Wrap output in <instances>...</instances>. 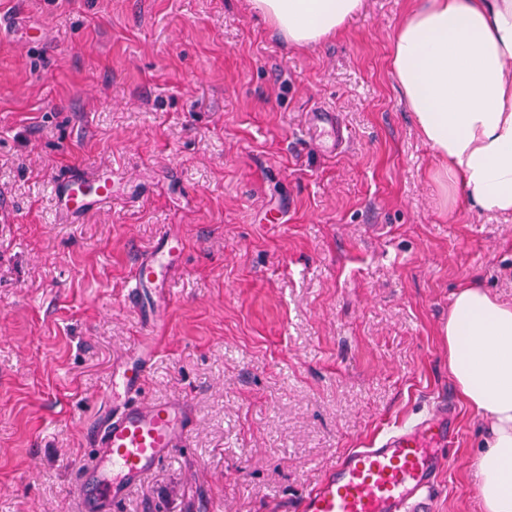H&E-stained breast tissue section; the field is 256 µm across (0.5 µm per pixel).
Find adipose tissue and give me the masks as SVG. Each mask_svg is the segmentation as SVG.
Returning a JSON list of instances; mask_svg holds the SVG:
<instances>
[{
	"label": "adipose tissue",
	"instance_id": "adipose-tissue-1",
	"mask_svg": "<svg viewBox=\"0 0 512 512\" xmlns=\"http://www.w3.org/2000/svg\"><path fill=\"white\" fill-rule=\"evenodd\" d=\"M297 47L341 32L364 0H250ZM401 99L438 166L450 201L512 214V0H418L389 58ZM448 374L489 426L478 456L484 512H512V304L488 289L454 293L440 328Z\"/></svg>",
	"mask_w": 512,
	"mask_h": 512
}]
</instances>
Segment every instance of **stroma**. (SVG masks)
Masks as SVG:
<instances>
[{
	"label": "stroma",
	"mask_w": 512,
	"mask_h": 512,
	"mask_svg": "<svg viewBox=\"0 0 512 512\" xmlns=\"http://www.w3.org/2000/svg\"><path fill=\"white\" fill-rule=\"evenodd\" d=\"M415 0H365L314 48L249 0H0V512H79L74 477L113 364L143 340L137 252L186 244L153 337L151 398L193 408L189 446L122 512H277L350 449L456 407L431 512H482L487 426L440 327L476 282L512 301V216L449 205L390 71ZM339 112L336 154L305 133ZM112 175L75 220L52 180Z\"/></svg>",
	"instance_id": "1"
}]
</instances>
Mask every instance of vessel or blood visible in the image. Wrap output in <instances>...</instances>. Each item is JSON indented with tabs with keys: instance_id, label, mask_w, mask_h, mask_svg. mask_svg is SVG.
<instances>
[{
	"instance_id": "vessel-or-blood-1",
	"label": "vessel or blood",
	"mask_w": 512,
	"mask_h": 512,
	"mask_svg": "<svg viewBox=\"0 0 512 512\" xmlns=\"http://www.w3.org/2000/svg\"><path fill=\"white\" fill-rule=\"evenodd\" d=\"M310 124L330 147L345 140L343 124L331 109L312 112ZM52 196L59 214L75 218L109 202L112 181L74 172L54 181ZM183 251L182 238L165 232L137 253L127 304L140 312L148 300L174 298ZM152 360V353L133 344L106 380L104 396L110 409L88 436L93 453L78 474L83 512H119L129 493L187 447L193 436L187 401L144 396L143 381ZM455 427V408L444 402L416 426L351 449L315 486L290 502L291 512H430Z\"/></svg>"
}]
</instances>
